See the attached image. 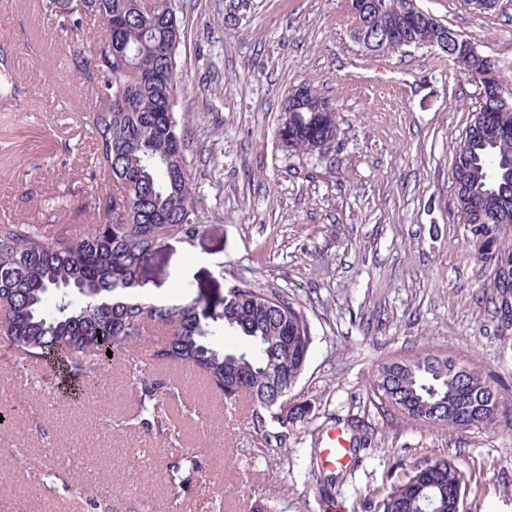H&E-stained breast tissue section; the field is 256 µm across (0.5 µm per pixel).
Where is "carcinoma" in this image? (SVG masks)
Listing matches in <instances>:
<instances>
[{
    "mask_svg": "<svg viewBox=\"0 0 512 512\" xmlns=\"http://www.w3.org/2000/svg\"><path fill=\"white\" fill-rule=\"evenodd\" d=\"M59 18L62 31L88 19L112 17V33L86 52H75L76 74L92 84L89 126L94 164L111 187L90 206L92 223L0 224V344L24 362H43L63 373L72 396L94 386L96 374L112 364L106 355H123L148 329L167 332L152 354L157 360L201 373L224 401L251 397L253 426L264 428L271 414L283 428L302 416L288 411V397L304 373L313 342L307 317L283 296L248 285L233 286L218 303L202 295L184 303L158 304L137 293L139 274L166 239L192 240L196 199L184 163V143L174 112L179 76L177 51L184 36L175 0H41ZM412 0H372L369 29L353 39L370 55L390 52L378 36L403 32L412 47H431L434 24L411 20ZM464 73L495 71L485 56L446 52ZM279 130L293 152L316 154L336 141L337 121L319 111L322 99L305 87ZM499 131L482 135L468 125L452 168L454 215L482 236L481 256L494 269L499 296L512 290V244L501 228L512 224V102L497 106ZM396 383L399 396L443 409L425 416L404 411L407 419L446 430L489 425L499 406L490 381L473 370L461 385L448 379L451 357L432 356ZM165 381L141 380L140 401L176 398ZM199 469L194 456L170 466L172 481ZM464 474L447 458L420 466L382 500V512H458Z\"/></svg>",
    "mask_w": 512,
    "mask_h": 512,
    "instance_id": "obj_1",
    "label": "carcinoma"
}]
</instances>
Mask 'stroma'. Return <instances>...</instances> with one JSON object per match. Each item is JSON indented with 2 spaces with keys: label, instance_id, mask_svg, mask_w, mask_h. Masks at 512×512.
<instances>
[{
  "label": "stroma",
  "instance_id": "obj_1",
  "mask_svg": "<svg viewBox=\"0 0 512 512\" xmlns=\"http://www.w3.org/2000/svg\"><path fill=\"white\" fill-rule=\"evenodd\" d=\"M420 7L512 76V0L479 11L470 0ZM185 32L175 110L199 226L167 239L140 273L159 304L249 285L284 296L313 336L290 396L302 407L287 447L253 405L224 404L197 377L155 366L181 385L179 402L142 407L121 360L80 400L57 377L0 347V394L13 414L0 431V512H378L391 487L444 456L467 479L461 512H512V312L467 226L454 222V148L480 86L440 50L369 55L353 41L344 0H179ZM39 0H0V224L90 222L82 208L106 181L90 158L86 82L75 78V36L58 37ZM308 85L336 110L325 155L288 151L284 102ZM449 355L490 378L495 423L446 431L403 418L370 392L379 367ZM169 431L159 436L155 417ZM345 431L351 462L322 469L327 430ZM198 472L169 483L175 459ZM153 476L144 487L141 473Z\"/></svg>",
  "mask_w": 512,
  "mask_h": 512
}]
</instances>
